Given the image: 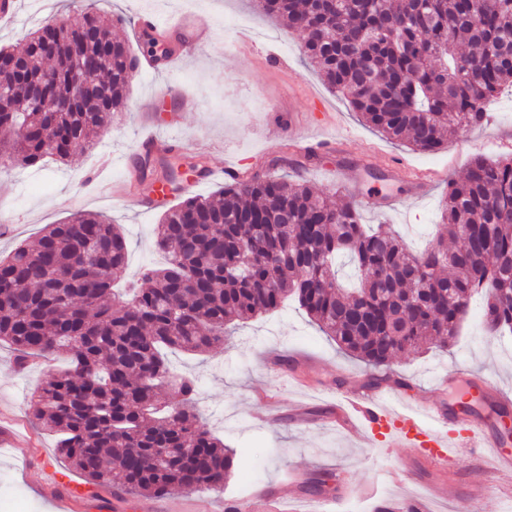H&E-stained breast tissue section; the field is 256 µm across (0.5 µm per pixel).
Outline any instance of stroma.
I'll list each match as a JSON object with an SVG mask.
<instances>
[{
	"label": "stroma",
	"instance_id": "stroma-1",
	"mask_svg": "<svg viewBox=\"0 0 512 512\" xmlns=\"http://www.w3.org/2000/svg\"><path fill=\"white\" fill-rule=\"evenodd\" d=\"M105 14L123 16L115 37L133 41L139 13L151 12L174 22L194 13L210 21L209 48L184 55L176 68L137 72L125 108L115 113L93 148L69 160H47L37 168L0 163V211L17 216L0 235V256L17 244L31 242L44 227L72 213L106 215L130 242L127 279L160 264L154 229L163 213L182 198L168 191L159 199L152 179L142 180L134 197L109 199L93 191L91 178L118 180L136 156L140 136L169 131L184 143L178 153L152 155V165L177 163L190 179L193 145L207 147V166L225 162L250 171L290 175L315 191L355 206L366 224L398 231L415 248L423 246L440 221L441 201L451 179L464 174L470 158L512 154V93L503 92L487 105L486 122L468 138L452 133L438 151L422 153L389 140L366 125L345 98L331 91L302 54V38L260 14L253 0H96ZM78 0H21V19L0 28V47L22 50L27 34L53 18L80 20ZM276 61H268L267 53ZM320 95L336 121L343 151L322 147L308 153L290 149L289 115L304 114L315 125L311 100ZM429 178L430 192L414 196L406 178ZM400 198L399 210L377 207L382 197ZM155 198L154 211L139 203ZM483 299L473 296L460 332L447 352H416L394 359L393 377L405 379L407 399L459 400V393L438 389L441 377L466 372L512 394V336L492 337L482 323ZM177 373L198 385L196 406L209 429L226 446L237 449L252 468V487L272 488L289 512H312L318 497L332 498L331 512H374L376 499L396 503L408 497L429 502L433 512H455L457 502L476 499L479 512H499L512 501V472L487 468L478 450L459 449L457 465L443 484L411 469L414 449L399 447L389 436L362 430L351 436L326 421L336 393L357 389L369 369L338 351L295 301L239 325L223 351L209 355L169 353ZM63 354L18 364L14 350L0 344V415L28 439L26 456L0 447V512H55L44 492L50 467H63L55 434L35 422L29 401L45 374L66 368ZM235 471L223 494L205 488L173 491L155 497L162 512H200L202 504L224 497L248 498ZM325 479L323 493L309 490Z\"/></svg>",
	"mask_w": 512,
	"mask_h": 512
}]
</instances>
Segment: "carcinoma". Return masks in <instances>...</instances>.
Masks as SVG:
<instances>
[{"mask_svg":"<svg viewBox=\"0 0 512 512\" xmlns=\"http://www.w3.org/2000/svg\"><path fill=\"white\" fill-rule=\"evenodd\" d=\"M303 35L305 59L367 125L422 152L445 131L480 126L486 105L512 89V0H257ZM124 22L86 5L67 27L44 21L17 57L27 88L0 80V153L13 165L65 161L108 129L125 108L130 45L112 37ZM111 43L84 95L77 53ZM140 53L162 64L147 34ZM68 103L48 112L29 89ZM435 239L411 250L402 237L368 230L353 206L335 207L304 180L254 174L218 198H183L162 216L160 267H146L126 298L112 283L129 243L97 213L50 224L31 244L0 257V342L21 357L69 355V367L38 387L33 417L58 435L64 461L93 486L128 495L206 487L221 492L244 460L224 446L195 408L193 380L173 372L166 351L224 347L239 322L295 299L345 353L392 378L399 354L444 352L469 301L486 298L491 336L512 333V156H473L448 182ZM342 257L356 282L336 277ZM176 381L180 399L162 391Z\"/></svg>","mask_w":512,"mask_h":512,"instance_id":"cac0c4a2","label":"carcinoma"}]
</instances>
